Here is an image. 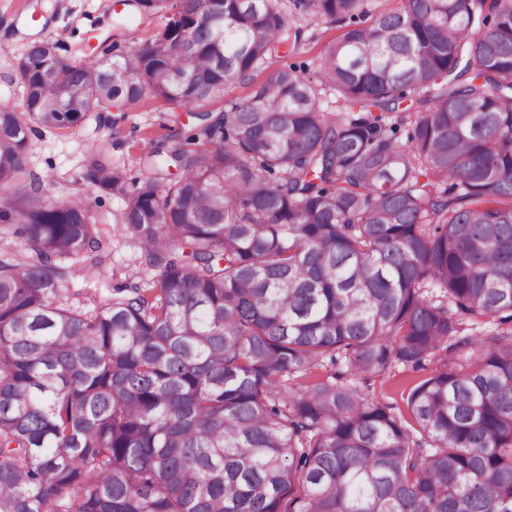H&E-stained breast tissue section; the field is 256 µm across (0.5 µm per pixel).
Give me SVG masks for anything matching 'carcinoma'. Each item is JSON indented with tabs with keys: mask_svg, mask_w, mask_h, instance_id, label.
I'll use <instances>...</instances> for the list:
<instances>
[{
	"mask_svg": "<svg viewBox=\"0 0 512 512\" xmlns=\"http://www.w3.org/2000/svg\"><path fill=\"white\" fill-rule=\"evenodd\" d=\"M354 23L314 79L283 67L225 112L196 104L288 53L290 13ZM165 27L99 66L34 43L0 109V512H512V0H123ZM127 78L111 81V70ZM334 96L344 115L320 106ZM418 98L423 111L399 106ZM156 97L197 124L125 189L102 146L82 180L121 195L158 269L153 300L116 287L83 311L67 269L105 256L83 197H44L37 127ZM408 128L406 141L400 128ZM408 407L338 377L435 352ZM333 373H336V375H347L349 372L345 362H337L336 365H332L328 360H326L323 365L314 368L307 375L296 378L293 384L294 386L303 389L320 380L328 379Z\"/></svg>",
	"mask_w": 512,
	"mask_h": 512,
	"instance_id": "obj_1",
	"label": "carcinoma"
}]
</instances>
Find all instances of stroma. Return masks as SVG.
I'll list each match as a JSON object with an SVG mask.
<instances>
[{"mask_svg": "<svg viewBox=\"0 0 512 512\" xmlns=\"http://www.w3.org/2000/svg\"><path fill=\"white\" fill-rule=\"evenodd\" d=\"M117 9L116 0H0V108L22 111L21 94L9 82V64L33 43L52 40L61 55L92 64L101 58L109 35H116L121 48L127 49L151 39L167 22L166 15L160 13L123 28L117 21ZM291 24L301 31L296 49L270 57L253 72V83L264 82L286 65L296 66L304 76H314L328 46L347 30L346 24L317 21L301 14L292 16ZM110 117L112 124L108 127L98 126L97 115L92 112L81 124L69 128L38 129L28 146L30 166L45 195L62 201L69 194L81 192L93 212L107 218L101 237L102 249L110 255L108 265L90 277L70 279L62 297L63 303L78 309L89 300L105 299L118 285L150 289L158 275L121 222L120 195L100 191L82 181V164L89 145L106 142L113 161L126 169L128 178L141 180L148 175L142 158L156 142L185 134L190 121L182 109L156 98L113 109ZM457 360V354L440 351L425 368L397 365L385 374L358 380L357 386L368 398L390 406L418 439L422 432L408 409V396L432 370Z\"/></svg>", "mask_w": 512, "mask_h": 512, "instance_id": "obj_1", "label": "stroma"}]
</instances>
